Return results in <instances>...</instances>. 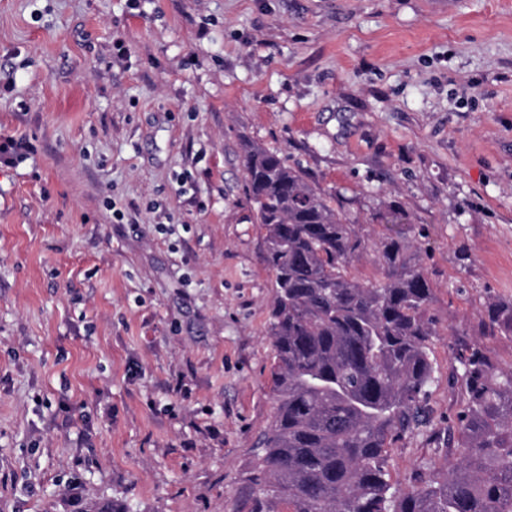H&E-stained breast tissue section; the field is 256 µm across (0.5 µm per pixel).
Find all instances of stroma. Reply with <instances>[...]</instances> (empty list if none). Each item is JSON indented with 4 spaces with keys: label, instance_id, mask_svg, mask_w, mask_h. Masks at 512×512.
Returning a JSON list of instances; mask_svg holds the SVG:
<instances>
[{
    "label": "stroma",
    "instance_id": "1",
    "mask_svg": "<svg viewBox=\"0 0 512 512\" xmlns=\"http://www.w3.org/2000/svg\"><path fill=\"white\" fill-rule=\"evenodd\" d=\"M0 512H248L274 417L273 276L244 142L406 238L429 405L512 300V0H0ZM398 221H391V211ZM445 461L389 450L409 489ZM480 327L484 335L512 338V301L488 303L481 317Z\"/></svg>",
    "mask_w": 512,
    "mask_h": 512
}]
</instances>
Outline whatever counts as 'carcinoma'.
<instances>
[{
    "label": "carcinoma",
    "instance_id": "carcinoma-1",
    "mask_svg": "<svg viewBox=\"0 0 512 512\" xmlns=\"http://www.w3.org/2000/svg\"><path fill=\"white\" fill-rule=\"evenodd\" d=\"M243 167L275 278L278 402L248 477L250 512H512V368L460 344L448 381L465 406L438 428L428 405L433 286L410 243L369 242L275 151L247 143ZM369 250L381 278L363 284L348 270ZM480 327L512 338V301L488 303ZM413 431L451 460L398 492L388 448Z\"/></svg>",
    "mask_w": 512,
    "mask_h": 512
}]
</instances>
